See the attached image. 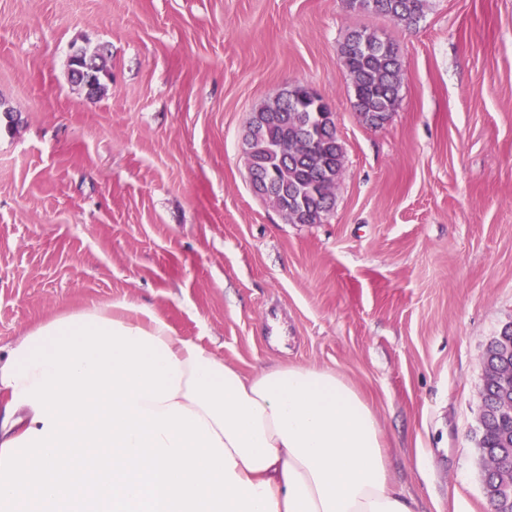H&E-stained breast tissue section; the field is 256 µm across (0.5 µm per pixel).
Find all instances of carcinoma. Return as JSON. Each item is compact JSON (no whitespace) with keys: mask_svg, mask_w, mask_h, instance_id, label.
<instances>
[{"mask_svg":"<svg viewBox=\"0 0 512 512\" xmlns=\"http://www.w3.org/2000/svg\"><path fill=\"white\" fill-rule=\"evenodd\" d=\"M355 12L387 17L407 29L419 26L425 0H348ZM361 121L373 128L388 121L402 83L396 44L378 31H353L341 47ZM246 142L257 160V179L266 197L293 224H316L334 205L343 173L344 149L328 103L305 95L283 96L261 107L249 123ZM512 327L503 329L486 351L490 368L504 366ZM512 378L503 372L485 377L480 414V454L499 458L512 453ZM484 494L494 506L512 504L494 471L483 475Z\"/></svg>","mask_w":512,"mask_h":512,"instance_id":"carcinoma-1","label":"carcinoma"}]
</instances>
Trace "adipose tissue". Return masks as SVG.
<instances>
[{
    "label": "adipose tissue",
    "instance_id": "ef3b65f1",
    "mask_svg": "<svg viewBox=\"0 0 512 512\" xmlns=\"http://www.w3.org/2000/svg\"><path fill=\"white\" fill-rule=\"evenodd\" d=\"M0 512H415L336 373L242 376L148 308L87 306L0 355Z\"/></svg>",
    "mask_w": 512,
    "mask_h": 512
}]
</instances>
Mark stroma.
I'll return each instance as SVG.
<instances>
[{
	"label": "stroma",
	"instance_id": "stroma-1",
	"mask_svg": "<svg viewBox=\"0 0 512 512\" xmlns=\"http://www.w3.org/2000/svg\"><path fill=\"white\" fill-rule=\"evenodd\" d=\"M399 47L383 127L354 108V29ZM112 73L88 97L72 47ZM301 83L335 114L333 210L252 188L253 112ZM0 348L56 314L144 305L243 375L340 374L417 512H493L484 356L512 325V0H426L405 29L347 0H0Z\"/></svg>",
	"mask_w": 512,
	"mask_h": 512
}]
</instances>
